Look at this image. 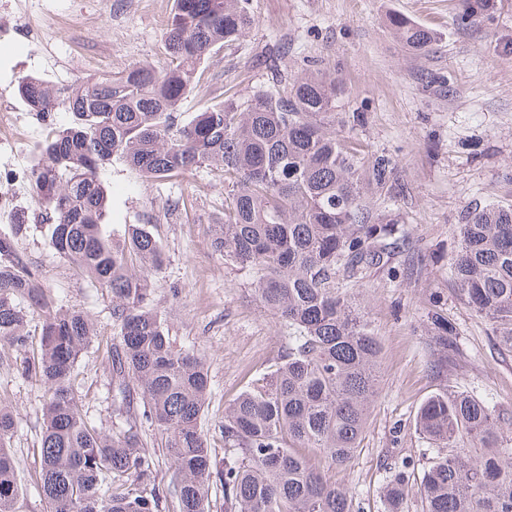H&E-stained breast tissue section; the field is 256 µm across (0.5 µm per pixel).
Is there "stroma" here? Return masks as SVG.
I'll return each mask as SVG.
<instances>
[{
    "instance_id": "1",
    "label": "stroma",
    "mask_w": 512,
    "mask_h": 512,
    "mask_svg": "<svg viewBox=\"0 0 512 512\" xmlns=\"http://www.w3.org/2000/svg\"><path fill=\"white\" fill-rule=\"evenodd\" d=\"M22 4L37 30L0 38V93L21 120L16 161L27 166L46 120L19 98V77L36 75L63 89L119 75L131 64H159L174 0H0V12ZM252 11L250 33L204 62L184 114L233 93L271 88L277 73L297 75L318 63L347 87L338 112L364 115L362 124L341 126V134L359 146L365 163L383 156L397 166L392 193L370 195L367 208L373 218L404 224L411 248L391 268L372 267L363 279L359 301L381 345L379 388L357 456L338 475L365 512H378L390 467L407 461L420 470L427 462L414 426L427 398L463 390L512 415V353L461 300L451 272L461 209L512 203V0H495L491 20L478 26L458 22V0H252ZM395 14L433 28L438 45L410 52L390 31ZM430 73L445 76V84L428 83ZM100 179L109 198L107 223L150 220L164 248L167 262L151 280L152 299L167 316L173 345L209 362L203 428L213 453L223 455L225 403L270 372L283 346L275 318L255 298L252 272L225 264L211 247L210 226L228 191L224 178L201 168L151 182L116 157ZM21 246L55 293L89 311L103 339H112L110 299L41 237ZM436 312L455 327L462 349L445 373L432 343ZM16 357L14 347L0 344V400L21 418L12 445L22 484L18 512H47L36 491L45 394L20 378ZM76 370L89 415L108 419L104 352L89 350Z\"/></svg>"
}]
</instances>
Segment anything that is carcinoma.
Listing matches in <instances>:
<instances>
[{
  "mask_svg": "<svg viewBox=\"0 0 512 512\" xmlns=\"http://www.w3.org/2000/svg\"><path fill=\"white\" fill-rule=\"evenodd\" d=\"M493 0H459L463 25L491 18ZM255 25L251 0H175L163 32L164 63L133 64L114 77L68 87L24 75L18 93L33 110L69 114L50 122L30 170L42 223L23 217L0 233V342L22 351L17 372L42 386L37 488L50 512H364L330 476L355 458L376 395L380 345L340 270L359 283L410 244L392 220L371 221L369 189L391 188L395 165L361 154L336 130L344 86L323 68L281 76L273 88L231 96L188 121L182 104L201 64ZM402 45L425 53L437 33L395 15ZM118 156L147 181L211 167L229 191L211 225L224 260L252 271L256 300L285 335L275 368L224 405V457L211 451L201 418L210 379L205 357L174 347L150 278L165 257L149 224L106 223L100 171ZM452 269L461 299L512 350V204L468 205ZM40 231L50 248L110 296L118 343L106 346L112 421L87 417L75 366L99 340L82 307L59 300L19 240ZM39 347L26 353L29 317ZM454 327L433 337L442 368L460 355ZM170 461L167 488L142 421ZM17 413L0 402V512H16L20 484L11 452ZM416 426L431 461L421 477L406 462L383 487L381 512H403L409 491L422 512H512V417L465 391L420 408Z\"/></svg>",
  "mask_w": 512,
  "mask_h": 512,
  "instance_id": "1",
  "label": "carcinoma"
}]
</instances>
